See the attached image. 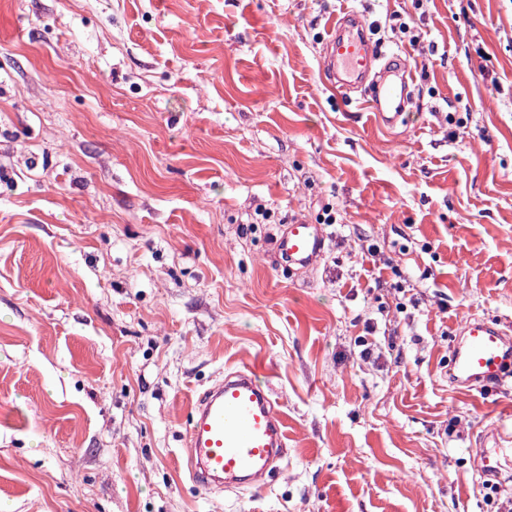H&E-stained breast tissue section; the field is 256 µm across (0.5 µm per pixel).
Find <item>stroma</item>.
Masks as SVG:
<instances>
[{
  "mask_svg": "<svg viewBox=\"0 0 512 512\" xmlns=\"http://www.w3.org/2000/svg\"><path fill=\"white\" fill-rule=\"evenodd\" d=\"M346 9L407 124L325 87ZM473 315L512 329V0H0V512H502L512 376L448 382ZM252 362L288 454L197 490L188 413ZM324 237L319 224H289L277 249L289 267L306 268L321 254Z\"/></svg>",
  "mask_w": 512,
  "mask_h": 512,
  "instance_id": "35a3bbf8",
  "label": "stroma"
}]
</instances>
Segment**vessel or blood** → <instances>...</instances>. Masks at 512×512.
<instances>
[{"label":"vessel or blood","instance_id":"obj_1","mask_svg":"<svg viewBox=\"0 0 512 512\" xmlns=\"http://www.w3.org/2000/svg\"><path fill=\"white\" fill-rule=\"evenodd\" d=\"M322 73L342 93L366 89L378 122L393 129L409 110L413 70L399 54L383 53L362 14L337 15L323 41ZM324 247L317 224L289 225L277 249L288 265L313 264ZM512 365V338L481 317L466 320L451 345L448 380L458 387L489 386ZM288 430L267 385L254 366L225 372L199 394L186 427L189 478L198 488L261 489L287 446Z\"/></svg>","mask_w":512,"mask_h":512}]
</instances>
